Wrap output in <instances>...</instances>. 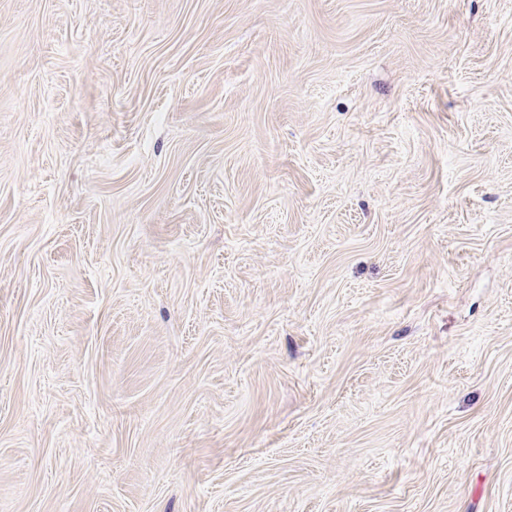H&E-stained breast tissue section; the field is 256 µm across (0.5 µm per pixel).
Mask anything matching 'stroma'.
<instances>
[{"instance_id": "1", "label": "stroma", "mask_w": 512, "mask_h": 512, "mask_svg": "<svg viewBox=\"0 0 512 512\" xmlns=\"http://www.w3.org/2000/svg\"><path fill=\"white\" fill-rule=\"evenodd\" d=\"M0 512H512V0H0Z\"/></svg>"}]
</instances>
